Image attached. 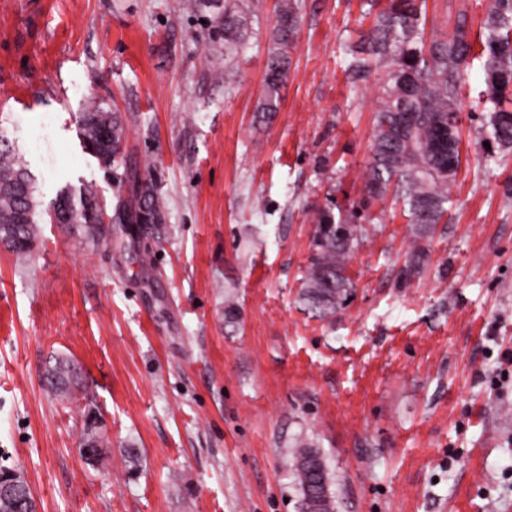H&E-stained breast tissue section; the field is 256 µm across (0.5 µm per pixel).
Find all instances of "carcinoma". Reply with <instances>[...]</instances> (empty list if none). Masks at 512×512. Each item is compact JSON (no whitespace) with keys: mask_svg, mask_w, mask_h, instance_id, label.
Returning <instances> with one entry per match:
<instances>
[{"mask_svg":"<svg viewBox=\"0 0 512 512\" xmlns=\"http://www.w3.org/2000/svg\"><path fill=\"white\" fill-rule=\"evenodd\" d=\"M427 0H389L375 14L372 27L356 45L344 50L346 73L356 84L379 69V104L372 134V157L363 179L367 193L364 208L388 193L402 206L416 239L429 238L452 205L451 188L460 160L448 154L427 155L424 146L448 116L462 111L461 89L474 60H479L486 89L483 93L486 122L484 141L488 155L512 152V0H490L483 22L481 50L474 52L466 19L456 24L451 35L427 38ZM297 4L283 0L272 32L274 49L269 57L263 99L259 111L270 114L280 105V91L288 77V55L297 33ZM247 35L244 11L224 7L208 32L213 42L224 41V61H229ZM78 133L83 148L122 182L119 172L125 128L119 113L94 106L81 113ZM135 196L118 201L116 219L129 224H162L166 206L152 179L133 175ZM60 198L80 206L75 223L96 238L102 232L101 209L96 189L86 185L73 197L68 190ZM38 203L33 179L8 141L0 136V244L23 256L36 237ZM364 217L341 207L319 212L312 234L310 260L300 298L305 307L320 317L345 308L353 285L345 268L357 241L352 226ZM80 372L74 362L58 361L45 377V387L62 400L72 397ZM291 467L301 492V512H310L308 493H324L328 501L329 473L319 449L301 446L292 452Z\"/></svg>","mask_w":512,"mask_h":512,"instance_id":"obj_1","label":"carcinoma"}]
</instances>
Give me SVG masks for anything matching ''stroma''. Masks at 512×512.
<instances>
[{
	"label": "stroma",
	"mask_w": 512,
	"mask_h": 512,
	"mask_svg": "<svg viewBox=\"0 0 512 512\" xmlns=\"http://www.w3.org/2000/svg\"><path fill=\"white\" fill-rule=\"evenodd\" d=\"M187 3L0 0V132L41 208L87 184L110 207L130 198L81 147L95 105L121 114L129 172H151L167 205L156 238L44 219L29 255L0 247V469L38 512H299L288 459L305 444L336 512H512V156L482 148L480 68L422 270L404 276L410 226L376 202L352 298L322 320L299 292L316 211L364 196L379 76L352 84L342 47L368 29V0H298L269 116L280 0H243L249 37L229 63L207 39L216 10ZM488 8L427 0L426 30L479 27ZM60 356L82 368L68 401L44 386ZM297 4L294 0H284L280 6L279 18L272 32L274 49L269 57L263 99L259 110L270 114L278 112L280 91L288 77L291 57L288 55L293 45L298 24Z\"/></svg>",
	"instance_id": "1"
}]
</instances>
